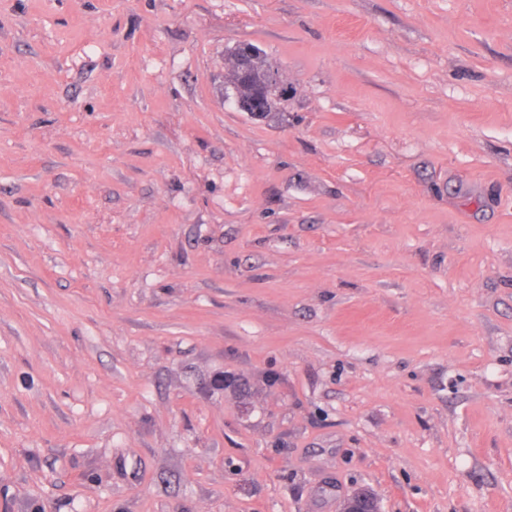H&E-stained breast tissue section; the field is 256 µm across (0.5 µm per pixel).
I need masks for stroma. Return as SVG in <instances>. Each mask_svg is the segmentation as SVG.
Listing matches in <instances>:
<instances>
[{
  "label": "stroma",
  "instance_id": "1",
  "mask_svg": "<svg viewBox=\"0 0 512 512\" xmlns=\"http://www.w3.org/2000/svg\"><path fill=\"white\" fill-rule=\"evenodd\" d=\"M359 485L512 512V0H0V512ZM260 55H262V50L251 43L239 44L230 55L237 72V84L246 88L247 94H249L247 98H243L235 92L236 106L242 112H250L254 116H261L263 112H269L268 102L272 99L274 92L278 91V95L281 97L287 95L282 93L284 87L274 71L261 75H257L254 72L253 61ZM233 63L227 82L230 87L236 81ZM254 68L258 73L271 70L265 56L259 57L254 61Z\"/></svg>",
  "mask_w": 512,
  "mask_h": 512
}]
</instances>
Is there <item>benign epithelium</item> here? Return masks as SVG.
<instances>
[{
	"label": "benign epithelium",
	"instance_id": "7a95c632",
	"mask_svg": "<svg viewBox=\"0 0 512 512\" xmlns=\"http://www.w3.org/2000/svg\"><path fill=\"white\" fill-rule=\"evenodd\" d=\"M260 55L262 50L251 43L239 44L231 54L237 72V84L248 91L246 98L234 94L236 106L239 110L254 116H260L268 111V102L274 92L277 91L279 96H284L283 86L275 72L269 71L261 75L254 72L253 61Z\"/></svg>",
	"mask_w": 512,
	"mask_h": 512
}]
</instances>
